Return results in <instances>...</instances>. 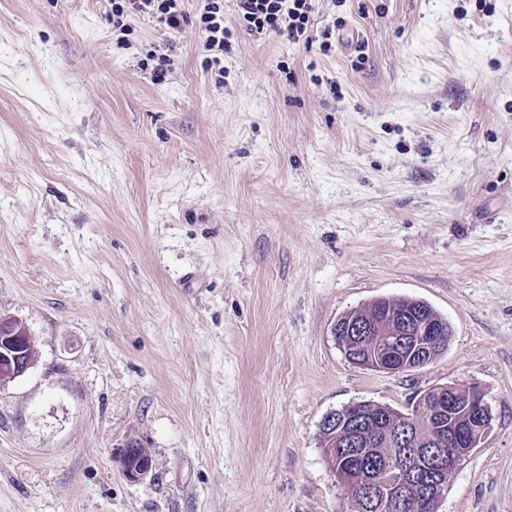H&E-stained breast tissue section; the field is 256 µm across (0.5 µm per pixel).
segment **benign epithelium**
Returning a JSON list of instances; mask_svg holds the SVG:
<instances>
[{"mask_svg":"<svg viewBox=\"0 0 512 512\" xmlns=\"http://www.w3.org/2000/svg\"><path fill=\"white\" fill-rule=\"evenodd\" d=\"M440 321L390 317L372 324L368 319L352 316L336 322L335 336H345L354 346H344L346 359L355 366L380 373L400 375L433 362V345ZM36 338L22 320L0 319V384L15 380L27 372L34 362L25 358L24 349ZM471 410L465 441L477 447L491 427V408L484 392L474 385L451 384L430 389L420 395L404 413L393 410L386 425L395 428L400 442L426 425L429 439L417 445L412 459L398 460L379 474L371 469L347 471L344 482L353 486L376 512H404L410 498H415L418 512H437V504L447 486L448 473L466 457L458 448L459 434L449 424L458 409ZM363 403H351L329 415L325 425L336 432L341 450L357 458L366 445V423L361 420Z\"/></svg>","mask_w":512,"mask_h":512,"instance_id":"benign-epithelium-1","label":"benign epithelium"}]
</instances>
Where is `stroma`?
Masks as SVG:
<instances>
[{
    "instance_id": "1",
    "label": "stroma",
    "mask_w": 512,
    "mask_h": 512,
    "mask_svg": "<svg viewBox=\"0 0 512 512\" xmlns=\"http://www.w3.org/2000/svg\"><path fill=\"white\" fill-rule=\"evenodd\" d=\"M126 23L0 0V314L38 347L0 386V512H345L323 417L452 383L493 419L437 512H512V0H317L305 44L224 0L219 69L194 24ZM391 296L447 350L353 366L337 319ZM127 445L130 448H128V455L126 457V461H124V459L121 458V454L119 457V460L121 461L123 467L126 470L134 468V466H136V464L139 463L140 460H144V459L148 460L149 458H151L147 449L142 448L141 445L139 443H137L136 441H132V442L128 443ZM151 470H152V462L149 459L148 462H145L144 467L142 468L141 471H139L138 474H135L134 476L129 474L130 475L129 479L134 480V481L143 480L149 475Z\"/></svg>"
}]
</instances>
